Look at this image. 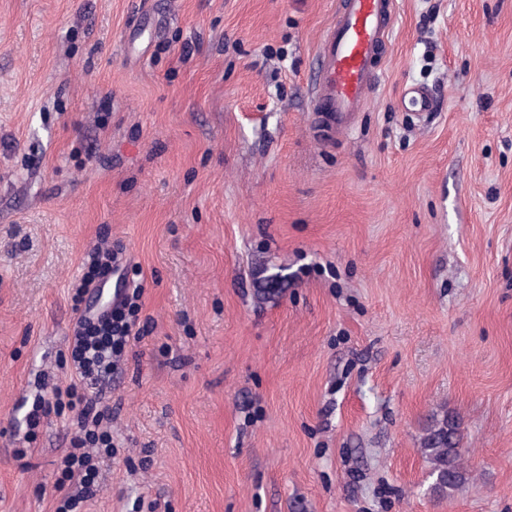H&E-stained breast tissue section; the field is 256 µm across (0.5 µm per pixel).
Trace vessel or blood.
<instances>
[{
  "label": "vessel or blood",
  "instance_id": "vessel-or-blood-1",
  "mask_svg": "<svg viewBox=\"0 0 512 512\" xmlns=\"http://www.w3.org/2000/svg\"><path fill=\"white\" fill-rule=\"evenodd\" d=\"M393 11L394 0H341L317 47L318 78L310 89L314 111L330 128L344 129L373 93Z\"/></svg>",
  "mask_w": 512,
  "mask_h": 512
}]
</instances>
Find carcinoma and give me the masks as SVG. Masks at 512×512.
<instances>
[{
	"instance_id": "carcinoma-1",
	"label": "carcinoma",
	"mask_w": 512,
	"mask_h": 512,
	"mask_svg": "<svg viewBox=\"0 0 512 512\" xmlns=\"http://www.w3.org/2000/svg\"><path fill=\"white\" fill-rule=\"evenodd\" d=\"M459 424L448 415L432 419L422 440V452L431 463L433 489L444 495L465 481L466 468L459 451Z\"/></svg>"
}]
</instances>
